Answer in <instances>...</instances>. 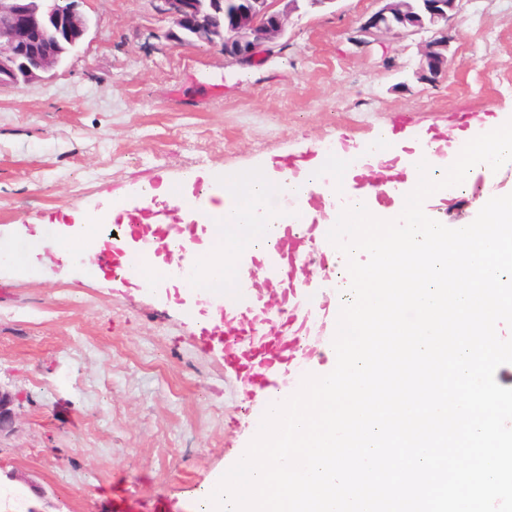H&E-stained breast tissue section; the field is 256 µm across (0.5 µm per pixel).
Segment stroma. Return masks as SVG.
Returning a JSON list of instances; mask_svg holds the SVG:
<instances>
[{
  "label": "stroma",
  "instance_id": "obj_1",
  "mask_svg": "<svg viewBox=\"0 0 512 512\" xmlns=\"http://www.w3.org/2000/svg\"><path fill=\"white\" fill-rule=\"evenodd\" d=\"M379 7L301 6L274 52L242 66L168 41L149 0H82L90 28L66 62L0 89V241L189 172L307 162L381 127L451 142L465 120L512 115V0H459L435 84L417 75L426 33L359 43ZM508 193L512 164L449 203V224ZM184 303L174 284L89 279L49 247L28 270L0 265V388L19 396L0 435V512H191L252 440L265 392L227 368L223 346L199 344ZM308 323L292 392L323 371L334 332L319 308Z\"/></svg>",
  "mask_w": 512,
  "mask_h": 512
}]
</instances>
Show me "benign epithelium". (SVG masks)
I'll use <instances>...</instances> for the list:
<instances>
[{"instance_id":"7a95c632","label":"benign epithelium","mask_w":512,"mask_h":512,"mask_svg":"<svg viewBox=\"0 0 512 512\" xmlns=\"http://www.w3.org/2000/svg\"><path fill=\"white\" fill-rule=\"evenodd\" d=\"M80 0H54L47 12L41 0H0V87H18L39 80L58 67L55 56L59 41H81L89 29L88 18L79 11ZM153 11L171 23L165 38L179 45L188 41L182 37L191 31L195 38L214 46L235 47L233 54L224 56L233 62L252 65L273 52L277 41L287 31L290 15L299 10V0H257L252 11L237 10L236 0H213L224 4V32L214 34L209 16L202 12L199 0H150ZM382 6L359 27L369 38L384 34L399 35L406 29L395 19L408 11L407 0H380ZM435 19H452L457 0H421ZM431 36L421 47L419 78L433 82L449 66V36L438 28L429 29ZM18 397L0 389V434L14 428L15 401Z\"/></svg>"}]
</instances>
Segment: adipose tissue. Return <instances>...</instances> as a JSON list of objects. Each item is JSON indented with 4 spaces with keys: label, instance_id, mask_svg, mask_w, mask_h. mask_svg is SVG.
Segmentation results:
<instances>
[{
    "label": "adipose tissue",
    "instance_id": "1",
    "mask_svg": "<svg viewBox=\"0 0 512 512\" xmlns=\"http://www.w3.org/2000/svg\"><path fill=\"white\" fill-rule=\"evenodd\" d=\"M497 127L494 137H485L479 131L461 140L456 148L458 160L452 165L431 149H422L408 171L407 195L397 199L394 207L375 205L380 188L366 184L358 197L337 210L335 220L327 226L336 249L345 255L364 250L375 256L399 249L424 259L433 271H440L441 262L427 253L425 242L447 238L448 227L435 223L431 214L421 210L420 196L439 186L457 188L471 182L478 172H493L512 162V122L501 119ZM350 166L346 156L325 155L321 165L307 171L298 184L289 182L286 174L270 166L215 173L208 178L209 189L201 204L196 202L191 189H184L178 196L173 185L167 182L148 189L147 197L176 202L183 222L205 225L206 231L201 242L185 240L181 245L170 246L168 258L157 257L151 250L144 252L143 281H164L177 269L181 272L178 286L185 297L222 295L233 286L239 256L265 245L276 225L298 224L306 219L309 215L306 202L310 195L318 194L327 200L342 193ZM288 197L298 202V209L291 211L283 206V199ZM396 222L406 226L404 235L398 239L379 230L375 233L368 230L372 224L379 227ZM102 223L103 218L98 215L76 221L62 230L53 224H40L34 235L15 243L0 244V257L22 267L32 254L50 244L62 257L81 258L87 274L93 277L99 273L95 256L103 246V238L97 233ZM440 298V288H424L407 303L408 309L418 314L414 334L419 354L430 355L435 351L441 331L425 319L424 314L435 308Z\"/></svg>",
    "mask_w": 512,
    "mask_h": 512
}]
</instances>
